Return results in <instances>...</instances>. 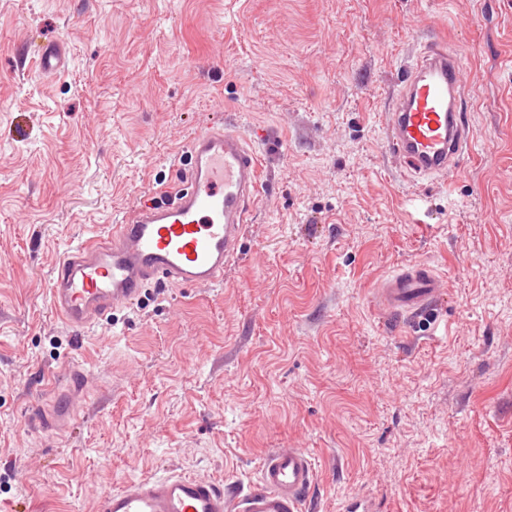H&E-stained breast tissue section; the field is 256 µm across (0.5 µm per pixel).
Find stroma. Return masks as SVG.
Returning <instances> with one entry per match:
<instances>
[{
    "label": "stroma",
    "instance_id": "35a3bbf8",
    "mask_svg": "<svg viewBox=\"0 0 512 512\" xmlns=\"http://www.w3.org/2000/svg\"><path fill=\"white\" fill-rule=\"evenodd\" d=\"M437 38L472 149L421 176L387 113ZM56 42L65 67L33 71ZM220 117L262 171L241 259L68 327L63 253L169 189ZM416 264L439 303L379 311ZM73 367V427L37 432ZM280 448L312 457L305 512H512V0H0V512H96L171 473L245 491Z\"/></svg>",
    "mask_w": 512,
    "mask_h": 512
}]
</instances>
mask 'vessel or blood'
Here are the masks:
<instances>
[{"mask_svg": "<svg viewBox=\"0 0 512 512\" xmlns=\"http://www.w3.org/2000/svg\"><path fill=\"white\" fill-rule=\"evenodd\" d=\"M65 56L59 43L40 51L35 63L51 75L62 69ZM461 70L460 58L439 39L427 42L406 70L389 112L388 144L415 173H457L470 152V131L461 118ZM185 158L181 186L132 206L106 239L60 258L49 304L66 325L91 327L135 304L152 287L223 282L225 269L240 257L259 195V159L240 131L221 126L195 133ZM441 294L440 279L426 265L402 269L378 290L382 307L397 316L422 314ZM83 397L82 374L70 371L49 406L38 409L35 426L51 437L68 431ZM314 481L309 454L284 448L265 456L258 485L248 492L227 494L206 478L168 474L105 494L97 512H301Z\"/></svg>", "mask_w": 512, "mask_h": 512, "instance_id": "1", "label": "vessel or blood"}]
</instances>
